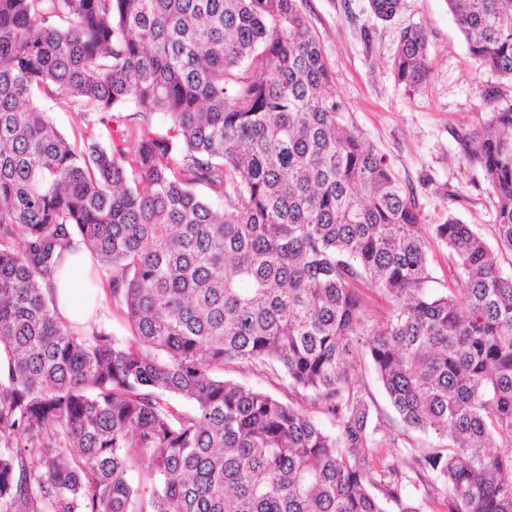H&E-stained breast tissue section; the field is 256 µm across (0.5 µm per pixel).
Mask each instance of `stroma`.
Wrapping results in <instances>:
<instances>
[{
  "label": "stroma",
  "instance_id": "obj_1",
  "mask_svg": "<svg viewBox=\"0 0 512 512\" xmlns=\"http://www.w3.org/2000/svg\"><path fill=\"white\" fill-rule=\"evenodd\" d=\"M392 21L377 19L370 0H305L321 39L343 117L412 188L426 224L447 215L490 235L494 200L479 168L463 159L453 134L479 125L485 86L446 0H404ZM423 25L429 34L431 76L412 92L391 69L401 30Z\"/></svg>",
  "mask_w": 512,
  "mask_h": 512
}]
</instances>
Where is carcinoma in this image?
Instances as JSON below:
<instances>
[{
  "label": "carcinoma",
  "mask_w": 512,
  "mask_h": 512,
  "mask_svg": "<svg viewBox=\"0 0 512 512\" xmlns=\"http://www.w3.org/2000/svg\"><path fill=\"white\" fill-rule=\"evenodd\" d=\"M302 2L0 0V512H420L419 486L446 512H512V0H446L486 77L456 140L494 195L495 250L457 216L421 224L342 121ZM400 5L371 0L384 20ZM428 45L400 33L409 90ZM432 240L453 288L432 287ZM75 243L128 336L57 317ZM366 362L401 428L352 382ZM42 105L49 113L59 131L72 140L74 139V134L79 136V130L76 125V115L69 111L65 102L59 99H44ZM226 377L253 388L262 389L280 396L284 395L283 387L276 383L278 381L271 382L265 378L258 377L250 372H228L226 373Z\"/></svg>",
  "instance_id": "carcinoma-1"
}]
</instances>
